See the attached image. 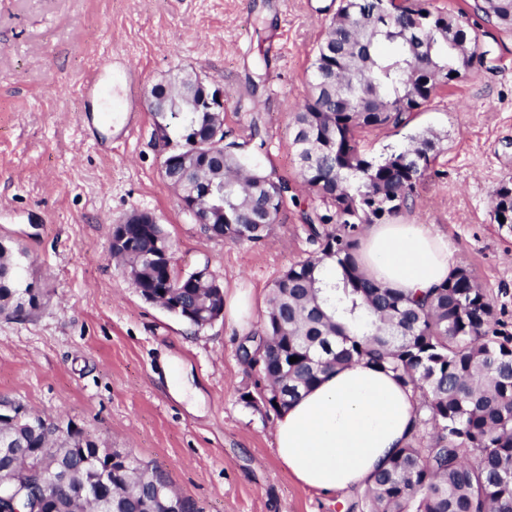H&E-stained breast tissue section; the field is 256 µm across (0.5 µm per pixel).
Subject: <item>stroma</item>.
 <instances>
[{
	"label": "stroma",
	"mask_w": 512,
	"mask_h": 512,
	"mask_svg": "<svg viewBox=\"0 0 512 512\" xmlns=\"http://www.w3.org/2000/svg\"><path fill=\"white\" fill-rule=\"evenodd\" d=\"M340 0H0V241L27 254L37 310L0 315V398L99 447L156 467L199 512H344L343 493L303 486L276 461L271 409L240 399L255 380L239 346L260 329L277 279L314 245L302 212L319 208L302 182L289 107L309 93L313 51ZM466 12L490 63L442 88L402 128L367 130L377 157L428 130L440 142L405 224L444 234L455 265L484 289L512 333V225L492 217L512 178V35L475 0H431ZM191 72L224 91V129L248 140L298 199L258 243L204 233L162 175L148 89ZM135 209L156 214L178 270L208 266L225 296L252 289L242 326H189L144 301L109 252ZM185 364L204 396L174 399L164 360Z\"/></svg>",
	"instance_id": "stroma-1"
}]
</instances>
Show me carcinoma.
I'll list each match as a JSON object with an SVG mask.
<instances>
[{
  "instance_id": "obj_1",
  "label": "carcinoma",
  "mask_w": 512,
  "mask_h": 512,
  "mask_svg": "<svg viewBox=\"0 0 512 512\" xmlns=\"http://www.w3.org/2000/svg\"><path fill=\"white\" fill-rule=\"evenodd\" d=\"M340 0L311 61L310 90L292 113V143L304 184L322 207L303 214L316 255L291 266L274 284L256 357L241 353L257 373L254 389L241 394L250 407L279 413L320 381L329 369L362 359L394 374L422 394L419 424L430 427L431 444L412 439L391 466L377 473L346 512H512V334L493 321V309L470 272L457 268L448 281L422 298H409L361 272L360 237L369 224H388L410 209L437 157L438 137L423 131L399 152L369 157L356 133L399 127L438 89L483 65L478 36L462 12H443L428 0ZM475 8L495 29L512 35V0H476ZM178 120L153 113L167 138L203 134L208 114L177 108ZM265 141L224 142V239H265L288 201V183L258 163ZM504 220H499V217ZM495 223L512 224V180L496 191ZM144 251L167 237L160 224H128ZM336 264L328 283L321 271ZM141 288L163 287L162 271L144 268ZM13 253L0 252V309L39 293L20 288ZM210 290L185 281L170 301L182 308L202 303ZM298 358L291 363L289 359ZM23 455L0 482L26 492L39 469L69 474V494L55 512H96L86 487L105 473L106 448L86 445L66 430L64 441L44 442L26 426L17 429ZM475 453L474 461L468 454ZM112 465L111 512H138L144 498L163 486L162 472L129 454Z\"/></svg>"
}]
</instances>
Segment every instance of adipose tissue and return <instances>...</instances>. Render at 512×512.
Wrapping results in <instances>:
<instances>
[{
  "label": "adipose tissue",
  "mask_w": 512,
  "mask_h": 512,
  "mask_svg": "<svg viewBox=\"0 0 512 512\" xmlns=\"http://www.w3.org/2000/svg\"><path fill=\"white\" fill-rule=\"evenodd\" d=\"M365 276L415 297L453 273L448 239L422 224H372L359 243ZM419 396L364 361L332 370L283 410L274 442L280 467L323 493L365 488L390 467L418 422Z\"/></svg>",
  "instance_id": "obj_1"
}]
</instances>
